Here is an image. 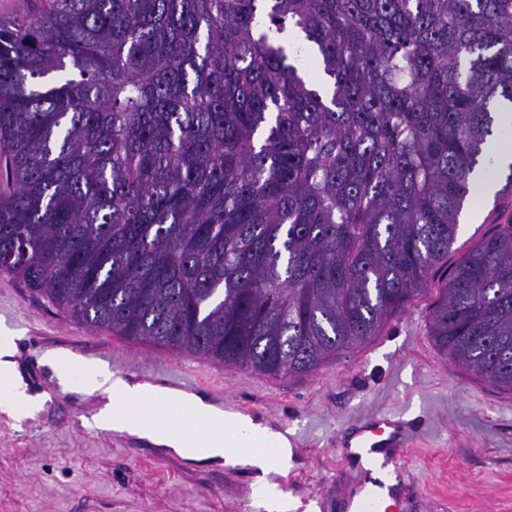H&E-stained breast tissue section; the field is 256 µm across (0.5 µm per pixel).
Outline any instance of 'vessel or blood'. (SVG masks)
Instances as JSON below:
<instances>
[{
  "instance_id": "obj_1",
  "label": "vessel or blood",
  "mask_w": 512,
  "mask_h": 512,
  "mask_svg": "<svg viewBox=\"0 0 512 512\" xmlns=\"http://www.w3.org/2000/svg\"><path fill=\"white\" fill-rule=\"evenodd\" d=\"M424 435L413 420L399 413L360 417L348 425L346 434L337 436L336 445L344 458L360 467L385 470L396 479L383 492L359 489L351 493L350 512H403L405 459L409 449L416 447Z\"/></svg>"
}]
</instances>
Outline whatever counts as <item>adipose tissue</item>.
Instances as JSON below:
<instances>
[{"instance_id": "adipose-tissue-1", "label": "adipose tissue", "mask_w": 512, "mask_h": 512, "mask_svg": "<svg viewBox=\"0 0 512 512\" xmlns=\"http://www.w3.org/2000/svg\"><path fill=\"white\" fill-rule=\"evenodd\" d=\"M13 337L0 328V411L22 418L36 403L17 372ZM60 383L85 392L107 394L110 402L96 417L104 430L126 432L172 448L190 461H224L258 469L254 495L271 512H287L270 474L288 468L291 443L280 430L238 413H227L193 393L176 392L114 376L104 365L56 358Z\"/></svg>"}]
</instances>
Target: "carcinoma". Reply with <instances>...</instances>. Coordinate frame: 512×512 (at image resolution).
<instances>
[{
    "instance_id": "obj_1",
    "label": "carcinoma",
    "mask_w": 512,
    "mask_h": 512,
    "mask_svg": "<svg viewBox=\"0 0 512 512\" xmlns=\"http://www.w3.org/2000/svg\"><path fill=\"white\" fill-rule=\"evenodd\" d=\"M505 106L512 0H40L0 15V267L88 327L310 375L426 290ZM429 336L512 392V224Z\"/></svg>"
}]
</instances>
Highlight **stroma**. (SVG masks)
I'll return each mask as SVG.
<instances>
[{
    "instance_id": "stroma-1",
    "label": "stroma",
    "mask_w": 512,
    "mask_h": 512,
    "mask_svg": "<svg viewBox=\"0 0 512 512\" xmlns=\"http://www.w3.org/2000/svg\"><path fill=\"white\" fill-rule=\"evenodd\" d=\"M512 223V191L462 219L427 289L407 300L376 336L327 359L309 376L277 379L201 356L86 328L0 271V324L14 334V360L42 401L17 420L0 412V512H266L245 467L154 458L95 424L101 394L63 388L49 357L72 352L134 381L152 372L191 376L223 390L231 406L298 437L287 471L274 475L291 512H315L316 496L347 493L363 475L331 442L362 415L407 412L427 433L410 449L407 512H512V392L443 357L429 336L439 290L479 239Z\"/></svg>"
}]
</instances>
